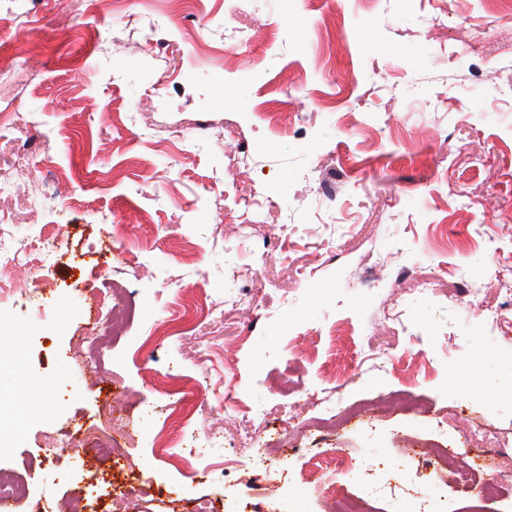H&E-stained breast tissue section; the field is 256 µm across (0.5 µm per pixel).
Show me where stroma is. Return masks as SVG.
Masks as SVG:
<instances>
[{
    "label": "stroma",
    "mask_w": 512,
    "mask_h": 512,
    "mask_svg": "<svg viewBox=\"0 0 512 512\" xmlns=\"http://www.w3.org/2000/svg\"><path fill=\"white\" fill-rule=\"evenodd\" d=\"M168 8L123 0L98 50L89 0H0V102L20 104L0 116V251L30 260L0 281V353L23 354L0 365V472L27 485L13 512H113L128 487L132 512H330L362 493L334 478L337 456L417 486L411 441L466 466L475 427L503 444L500 491L476 503L445 478L437 508L512 512V329L481 321L512 297V16L451 0L427 31L428 0H315L308 26L274 35L292 0H207L204 20L143 40ZM235 26L247 45L226 44ZM329 173L351 223L312 211ZM261 183L260 219L224 197ZM105 295L141 313L92 367ZM324 389L342 407L404 389L425 406L299 436ZM257 434L277 473L259 497L231 465ZM105 435L109 457L92 447Z\"/></svg>",
    "instance_id": "1"
}]
</instances>
